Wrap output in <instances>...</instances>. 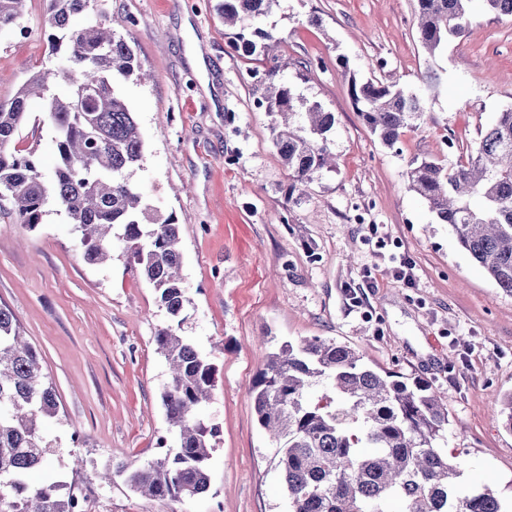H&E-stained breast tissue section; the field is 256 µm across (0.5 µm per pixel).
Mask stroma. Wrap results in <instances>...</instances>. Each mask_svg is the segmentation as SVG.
I'll return each instance as SVG.
<instances>
[{
  "label": "stroma",
  "mask_w": 512,
  "mask_h": 512,
  "mask_svg": "<svg viewBox=\"0 0 512 512\" xmlns=\"http://www.w3.org/2000/svg\"><path fill=\"white\" fill-rule=\"evenodd\" d=\"M216 0H94L87 19L118 30L154 81L120 85L135 106L143 158L131 179L179 226L182 325L215 364L204 410L220 436L210 488L150 500L107 466L153 459L168 424V364L156 347L169 318L122 248L102 265L83 258L81 235L56 205L28 227L0 214V304L39 353L60 404L47 435L65 480L86 484L85 512H288L275 444L260 429L251 390L266 354L320 337L357 349L364 363L419 376L448 404V445L462 449L471 483L484 474L512 500V430L494 413L512 392V296L505 294L410 192L414 158H464L498 112L512 107V16L474 8L462 36L428 56L415 0H282L264 20L289 81L335 116L336 168L289 193L288 171L258 110L251 78L262 57L235 49ZM45 0H28L0 29V102L33 70L60 67ZM316 15L320 24H309ZM348 67H341V59ZM420 95L425 111L394 147L363 124L349 73ZM54 130L34 102L19 146L57 165ZM406 258L410 280L393 274ZM80 443H72V433ZM83 466H73L74 458Z\"/></svg>",
  "instance_id": "1"
}]
</instances>
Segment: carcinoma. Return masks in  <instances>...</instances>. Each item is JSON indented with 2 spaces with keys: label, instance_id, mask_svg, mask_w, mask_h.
Wrapping results in <instances>:
<instances>
[{
  "label": "carcinoma",
  "instance_id": "cac0c4a2",
  "mask_svg": "<svg viewBox=\"0 0 512 512\" xmlns=\"http://www.w3.org/2000/svg\"><path fill=\"white\" fill-rule=\"evenodd\" d=\"M93 0H47V22L62 29ZM26 0H0V29L24 13ZM280 0H218L224 23L238 29L235 47L267 57L254 70L263 93L256 108L271 117L274 145L290 189L334 167L331 112L294 93L270 55L273 34L263 21ZM474 0H416L417 33L435 54L463 34ZM348 93L358 116L392 147L424 112L422 99L349 69ZM150 81L126 38L88 20L70 36L68 66L41 68L16 96L0 103V209L20 223H41L44 207L62 208L82 234L90 263L112 258L114 240L152 284L170 324L156 336L172 378L162 402L178 446L159 441L156 458L125 467V483L152 500L194 497L209 490L208 461L219 429L201 417L216 368L181 334L187 302L179 270V227L143 200L127 172L143 156L134 106L116 79ZM55 128L59 165L46 179L41 158L17 146L31 98ZM407 188L454 231L461 248L512 296V107L448 169L437 159L413 160ZM258 424L276 443L289 512H507L490 482L468 485L462 463L448 457V405L418 377L392 380L359 352L334 340L302 339L266 354L252 387ZM60 419L52 380L13 313L0 306V512H83L78 484L55 476L46 425Z\"/></svg>",
  "mask_w": 512,
  "mask_h": 512
}]
</instances>
